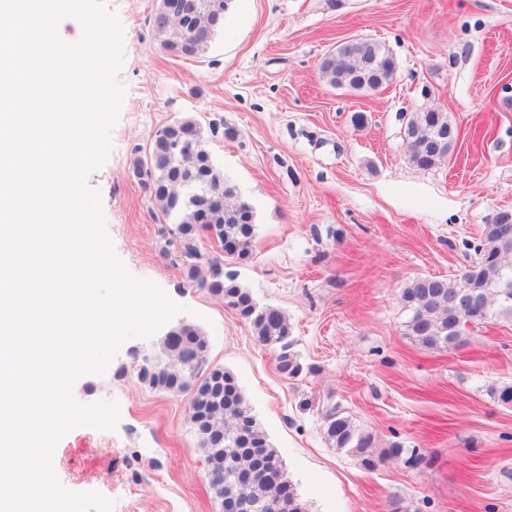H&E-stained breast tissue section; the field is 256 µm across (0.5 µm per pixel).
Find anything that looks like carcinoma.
Here are the masks:
<instances>
[{
	"instance_id": "carcinoma-1",
	"label": "carcinoma",
	"mask_w": 512,
	"mask_h": 512,
	"mask_svg": "<svg viewBox=\"0 0 512 512\" xmlns=\"http://www.w3.org/2000/svg\"><path fill=\"white\" fill-rule=\"evenodd\" d=\"M228 0H157L152 28L171 55L191 60L209 48L224 29ZM396 63L379 43L351 41L325 57L320 72L333 87L377 90L394 77ZM457 131L448 113L435 109L413 113L404 140L410 162L424 170L437 168L451 156ZM136 173L148 188L163 218L173 225L175 260L188 280L235 309L255 341L273 352L277 370L287 378L303 370L284 312L260 304L252 292L224 272V261L201 252L206 236L220 243L224 257L246 260L255 237V208L217 166L199 123L176 120L157 130ZM512 214H501L485 225L469 244L470 265L452 278H418L401 288L398 299L409 313L406 335L426 349H447L464 342L468 328L491 320L512 321V237H502L501 225ZM142 358L139 377L150 388L192 393L190 425L197 435L209 472L231 470L250 479L211 486L220 503L236 500L241 512H307L288 480L267 434L261 429L234 375L209 365L208 341L202 330L183 322L162 336ZM324 431L339 450L373 469L389 460L409 468L422 465L416 449L392 443L375 450L371 434L358 429L337 408L326 411Z\"/></svg>"
}]
</instances>
